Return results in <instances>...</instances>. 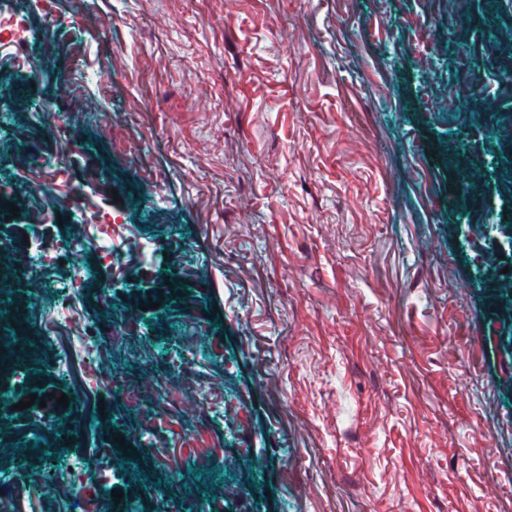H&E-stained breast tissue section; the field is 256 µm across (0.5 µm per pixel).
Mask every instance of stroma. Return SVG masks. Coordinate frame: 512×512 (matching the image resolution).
Here are the masks:
<instances>
[{"mask_svg": "<svg viewBox=\"0 0 512 512\" xmlns=\"http://www.w3.org/2000/svg\"><path fill=\"white\" fill-rule=\"evenodd\" d=\"M73 2L0 0L31 34L0 43V269L34 348L0 382L68 396L52 451L103 479L72 512H512V0ZM11 429V512H41Z\"/></svg>", "mask_w": 512, "mask_h": 512, "instance_id": "stroma-1", "label": "stroma"}]
</instances>
